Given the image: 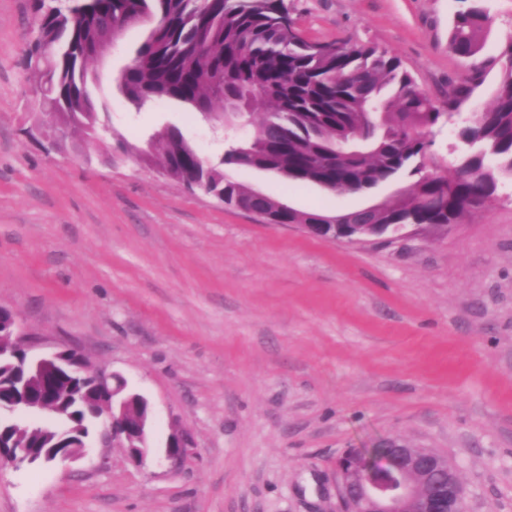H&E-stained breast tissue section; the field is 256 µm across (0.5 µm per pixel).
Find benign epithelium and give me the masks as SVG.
Returning <instances> with one entry per match:
<instances>
[{
    "mask_svg": "<svg viewBox=\"0 0 512 512\" xmlns=\"http://www.w3.org/2000/svg\"><path fill=\"white\" fill-rule=\"evenodd\" d=\"M305 233L333 241H362L386 233L384 224H342L327 219L321 224L299 225ZM17 319L0 308V361L19 348L27 355L22 389L36 388L38 394L26 403L34 405L33 412L42 414L51 410L48 398L52 380L61 375L65 357L71 350H57L33 354L19 341ZM79 371L98 395L95 416L106 417L102 445L115 440L127 443L131 458L138 464L146 463L151 450L148 445V406L137 394L120 397L126 384L119 376L92 368L80 353H75ZM32 432L54 435L55 446L65 447L56 457L47 454L32 460L26 448L15 449V454L0 448V458L15 466L50 464L74 460L86 450V445L69 443L67 431L61 427L31 424ZM176 447L166 449L163 460L171 466L180 465L188 454L185 437L174 434ZM387 458H381L374 448H350L337 460L336 474L342 501V512H466L468 491L458 477L448 457L428 448H406L392 445L385 449ZM445 479L431 480L434 474Z\"/></svg>",
    "mask_w": 512,
    "mask_h": 512,
    "instance_id": "obj_1",
    "label": "benign epithelium"
}]
</instances>
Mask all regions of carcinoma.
I'll return each instance as SVG.
<instances>
[{
    "label": "carcinoma",
    "instance_id": "obj_1",
    "mask_svg": "<svg viewBox=\"0 0 512 512\" xmlns=\"http://www.w3.org/2000/svg\"><path fill=\"white\" fill-rule=\"evenodd\" d=\"M37 40L27 52L42 109L66 119L68 133L93 141L112 137L88 92L91 49L108 47L141 13L153 20L122 76L129 102L174 99L202 117L213 104L257 118V137L224 140V154L207 161L171 127L150 165L184 184L203 185L229 208H254L269 224H305L314 214L286 209L254 188L229 179L236 166L281 175L296 186L360 193L408 173L419 178L371 213L375 224H458L497 196L496 173L512 176V39L493 105L474 113L459 138L470 147L449 175L421 174L431 135L447 125L472 88L459 83L438 103L422 92L398 56L376 46L310 44L288 35L285 0H33ZM490 25L474 6L455 14L448 50L474 58ZM55 416L88 432L89 417L64 372ZM29 439L11 405L0 403V440Z\"/></svg>",
    "mask_w": 512,
    "mask_h": 512
}]
</instances>
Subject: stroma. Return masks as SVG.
I'll use <instances>...</instances> for the list:
<instances>
[{"instance_id":"1","label":"stroma","mask_w":512,"mask_h":512,"mask_svg":"<svg viewBox=\"0 0 512 512\" xmlns=\"http://www.w3.org/2000/svg\"><path fill=\"white\" fill-rule=\"evenodd\" d=\"M286 3L309 40L389 50L435 101L471 73L448 49L471 0ZM482 6L465 119L491 101L512 36V0ZM34 22L32 0H0V307L44 351L76 348L142 394L154 455L175 429L191 448L176 470L137 467L118 444L66 465L0 461V512H338L337 458L391 443L447 455L468 512H512V178L446 234L348 243L268 224L79 135L44 150L24 69ZM146 35L128 29L91 64L97 111L129 143L173 125L201 156L221 153L186 105L138 111L120 91ZM225 173L331 215L411 183L352 194Z\"/></svg>"}]
</instances>
